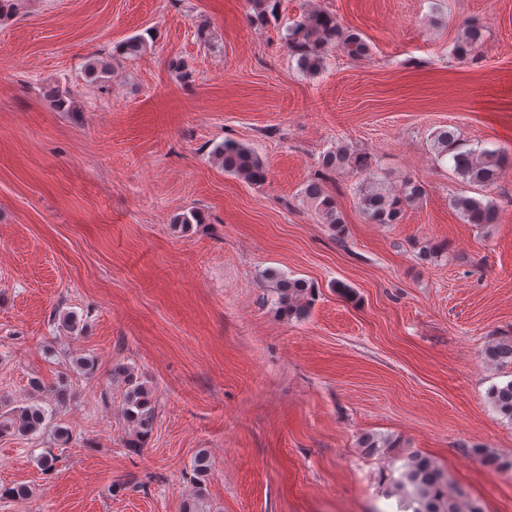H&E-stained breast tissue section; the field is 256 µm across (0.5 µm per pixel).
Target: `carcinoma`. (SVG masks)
Instances as JSON below:
<instances>
[{"label": "carcinoma", "instance_id": "obj_1", "mask_svg": "<svg viewBox=\"0 0 512 512\" xmlns=\"http://www.w3.org/2000/svg\"><path fill=\"white\" fill-rule=\"evenodd\" d=\"M278 0H251L254 14L250 19L263 23L273 15ZM285 45L290 57L296 59L298 69L308 75L319 74L330 53L341 50L352 58H362L369 53V45L357 32L343 29L336 16L318 6L312 7L300 20L286 29ZM481 34L468 26L458 40L454 52L461 59H472L478 54ZM146 49L142 36L128 39L120 47V54L131 58ZM112 64L108 60L91 58L85 66L90 81L109 74ZM432 147L436 157L445 159L453 175L462 183L490 189L497 185L504 167L509 163L508 153L499 149H466L457 138L454 129L448 127L432 135ZM224 172L246 182L257 183L265 178V165L256 152L237 142H225L215 150ZM320 176L310 179L303 191L304 197L317 210L323 223L340 232L345 224L336 202L325 187L324 177L330 174L349 175L356 180L355 190L359 205L373 224H397L406 208L425 196L423 185L413 179L405 180L393 188L379 177L378 168L371 157L350 146L338 143L328 150L318 162ZM451 206L467 224L486 226L499 222L497 206L490 199L483 201L469 196H455ZM265 280L275 296L279 312L296 319L307 315L315 301V288L302 278H289L278 270L265 271ZM484 357L497 365H512V336H497L487 345ZM123 374V414L132 424L133 437L126 443L128 451L135 453L143 447L153 429L155 407L149 386L138 380L134 371L121 367ZM487 399L495 411L512 422V380L492 387ZM46 420L45 410L39 405L17 407L11 418L0 420L1 434L29 436L38 432ZM359 447L376 453L380 448H393L388 439L364 436ZM484 466L497 473L512 474V458L474 448ZM388 496L397 499L398 512H484L482 506L468 499L465 493L450 487L448 474L432 458L421 453L409 455L402 465L399 477L392 479Z\"/></svg>", "mask_w": 512, "mask_h": 512}]
</instances>
